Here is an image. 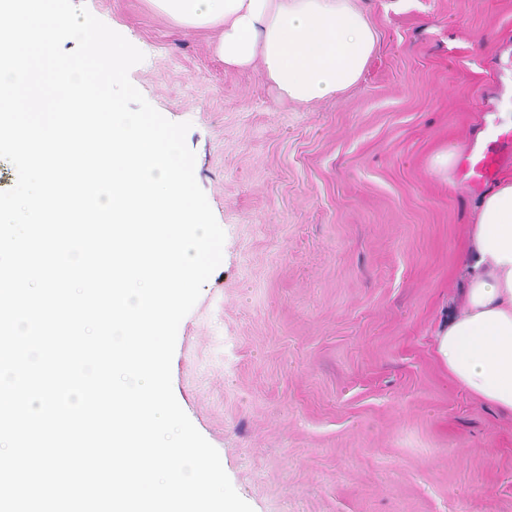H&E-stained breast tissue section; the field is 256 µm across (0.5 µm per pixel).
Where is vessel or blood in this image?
Wrapping results in <instances>:
<instances>
[{
    "label": "vessel or blood",
    "mask_w": 512,
    "mask_h": 512,
    "mask_svg": "<svg viewBox=\"0 0 512 512\" xmlns=\"http://www.w3.org/2000/svg\"><path fill=\"white\" fill-rule=\"evenodd\" d=\"M487 141L483 148L463 157L460 169L464 181L475 190L493 183L504 167L512 165V132H502L495 122L485 121Z\"/></svg>",
    "instance_id": "b4317fda"
}]
</instances>
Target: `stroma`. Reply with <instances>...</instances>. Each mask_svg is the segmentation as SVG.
I'll return each mask as SVG.
<instances>
[{
  "instance_id": "35a3bbf8",
  "label": "stroma",
  "mask_w": 512,
  "mask_h": 512,
  "mask_svg": "<svg viewBox=\"0 0 512 512\" xmlns=\"http://www.w3.org/2000/svg\"><path fill=\"white\" fill-rule=\"evenodd\" d=\"M145 55L129 77L190 123L223 259L181 321L175 397L254 512H512V417L448 379L482 110L512 111V0H358L360 81L279 100L147 0H74Z\"/></svg>"
}]
</instances>
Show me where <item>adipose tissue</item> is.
Wrapping results in <instances>:
<instances>
[{
	"label": "adipose tissue",
	"instance_id": "adipose-tissue-1",
	"mask_svg": "<svg viewBox=\"0 0 512 512\" xmlns=\"http://www.w3.org/2000/svg\"><path fill=\"white\" fill-rule=\"evenodd\" d=\"M182 29L212 32L225 65L262 61L279 95L309 103L360 80L377 32L354 0H150ZM462 313L435 336L438 359L458 387L512 416V175L481 199L463 245Z\"/></svg>",
	"mask_w": 512,
	"mask_h": 512
}]
</instances>
